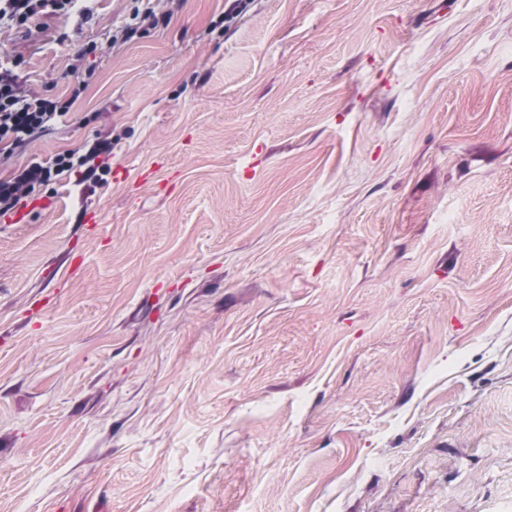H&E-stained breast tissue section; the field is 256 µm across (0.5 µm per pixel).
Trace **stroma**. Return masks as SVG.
<instances>
[{
  "label": "stroma",
  "mask_w": 512,
  "mask_h": 512,
  "mask_svg": "<svg viewBox=\"0 0 512 512\" xmlns=\"http://www.w3.org/2000/svg\"><path fill=\"white\" fill-rule=\"evenodd\" d=\"M229 4L0 27V512H512V0ZM138 2H145L143 9L137 7L133 12V20H136L134 24L124 27L121 32L125 38L133 37L134 34L140 29L145 27H156L159 23V18L155 13V7L153 6L154 0H139ZM67 107L23 94L17 75L1 68L0 151L10 153L18 145L46 135L59 118L68 114ZM112 153V137L95 136L76 149L57 154L51 162L31 161L17 169L9 178L0 177V216L14 212L36 187L48 186L65 172L83 168L85 177L104 180L108 168L97 163L100 156Z\"/></svg>",
  "instance_id": "1"
}]
</instances>
